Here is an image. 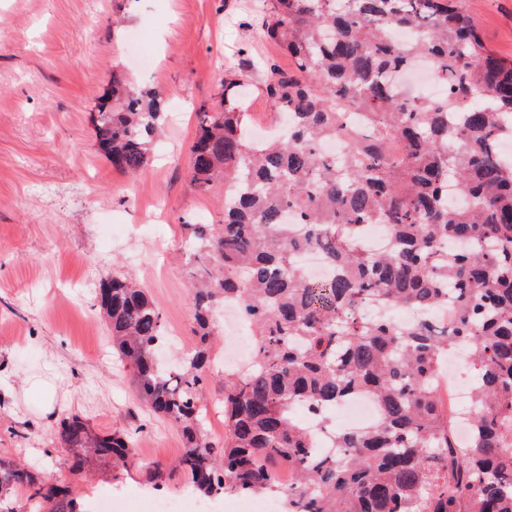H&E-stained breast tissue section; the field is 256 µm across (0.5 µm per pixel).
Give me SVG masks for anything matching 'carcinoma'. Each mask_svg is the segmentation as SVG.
I'll list each match as a JSON object with an SVG mask.
<instances>
[{
    "label": "carcinoma",
    "mask_w": 512,
    "mask_h": 512,
    "mask_svg": "<svg viewBox=\"0 0 512 512\" xmlns=\"http://www.w3.org/2000/svg\"><path fill=\"white\" fill-rule=\"evenodd\" d=\"M265 37L292 58L270 71L269 97L287 132L265 142L245 128L238 82L224 108H200L191 181L224 184L219 224H182L191 247L193 348L165 363L159 304L119 274L98 302L112 350L138 397L181 432L169 469L201 497L272 495L286 512H512V61L488 50L455 0H266ZM414 35L399 43L390 33ZM446 84L443 100L399 98L393 76L415 60ZM165 95L112 73L93 119L99 152L135 176L153 160ZM345 141L336 157L322 150ZM389 237L379 253L364 235ZM316 250L330 282L305 280L298 253ZM249 319L245 369L210 371L217 312ZM428 313L453 303L450 328L403 327L373 302ZM476 368L471 441L454 437L434 377L448 352ZM224 405V442L206 427V396ZM355 393L378 420L336 434L337 456L314 447L313 425ZM72 479L47 482L0 458V512L24 492L28 512H82L76 480L100 459L125 461L135 434H97L78 416L59 422ZM296 476L284 486L279 470Z\"/></svg>",
    "instance_id": "carcinoma-1"
}]
</instances>
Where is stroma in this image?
<instances>
[{
    "mask_svg": "<svg viewBox=\"0 0 512 512\" xmlns=\"http://www.w3.org/2000/svg\"><path fill=\"white\" fill-rule=\"evenodd\" d=\"M264 0H0V457L46 480L68 469L58 439L76 415L98 434L136 432L127 462L103 461L78 486L114 512H157L191 490L156 468L183 451L180 431L138 400L112 351L96 290L118 272L139 281L168 331L194 343L181 218L219 223L224 187L191 183L200 108L240 80L250 131H274L267 74L291 62L255 24ZM489 49L512 60V0H456ZM141 31L151 67L129 35ZM121 71L166 94L165 134L137 176L112 167L91 115Z\"/></svg>",
    "mask_w": 512,
    "mask_h": 512,
    "instance_id": "obj_1",
    "label": "stroma"
}]
</instances>
